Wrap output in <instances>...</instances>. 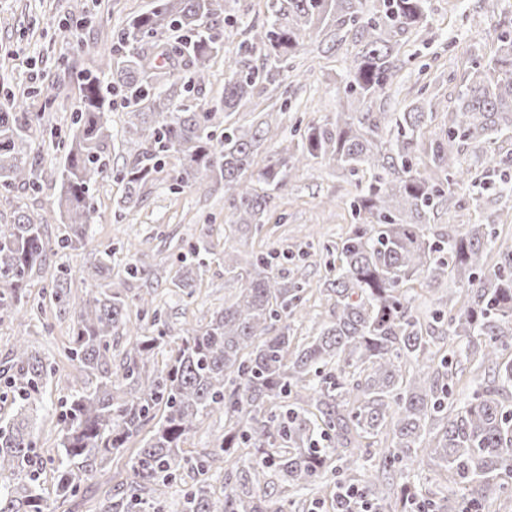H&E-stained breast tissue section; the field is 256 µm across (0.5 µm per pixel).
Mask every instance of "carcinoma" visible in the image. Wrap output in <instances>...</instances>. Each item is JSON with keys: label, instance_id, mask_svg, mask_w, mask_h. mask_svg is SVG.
Here are the masks:
<instances>
[{"label": "carcinoma", "instance_id": "1", "mask_svg": "<svg viewBox=\"0 0 512 512\" xmlns=\"http://www.w3.org/2000/svg\"><path fill=\"white\" fill-rule=\"evenodd\" d=\"M268 27L255 33L264 52L261 66L234 62L224 78L223 107L191 103L209 83L223 49L216 26L225 0H156L118 33L117 58L104 56L84 72L79 98L61 143L66 151L57 187V209L35 217L23 208L0 224V319L20 314L29 301V283L53 243L44 226H64L58 243L77 250L85 243L95 213L91 186L112 176L107 162L112 91L131 100L124 137L127 157L118 171L123 202L139 198L173 156L179 168L171 187L210 191L224 184L232 191L231 228L243 235L268 221L270 192L285 186L297 163L325 159L348 174L375 171L357 184L349 201L361 221L336 246L340 265L325 291L334 301L332 320L293 347L288 314L308 315L303 287L273 274L272 262L256 256L243 268L224 252V275L239 283L235 299L209 321L183 330L176 346L161 326L163 312L139 298L157 333L143 335L130 326L127 294L112 286L103 251L96 273L100 283L76 311L69 357L95 386L66 400V433L56 466L57 496H77L81 486L102 472L108 458L150 424L149 437L129 460L130 482L104 512H162L166 494L185 466L201 479L184 496L182 512H268L267 488L309 490L331 474L333 490L316 508L336 512L347 490H358L372 512H479L500 497L512 481V409L498 399L497 384L512 383V252L496 267L485 263L487 225L472 224L451 240L429 235L438 207L456 203L452 185L469 174L456 166L468 148L488 154L497 172L494 188L512 194V156L498 159L492 145L512 131V17L503 21L494 54L467 78L457 107L430 142L434 175L414 171L413 155L432 119L424 98L400 112H338L333 121L298 130L294 152L270 157L258 182L248 171L265 141L275 135L270 117L244 127L233 121L249 107L258 89L288 88V59L318 30L336 43L353 32L360 49L350 60L344 94L373 102L391 89L401 70L397 36L425 27L431 0H266ZM175 30L183 36L150 42ZM189 62L192 83L159 80L160 65ZM53 119L31 112L0 111V190L37 189L34 143L55 137ZM453 273L467 289L457 312L438 309L424 325L413 313L406 284L418 281L437 289ZM68 272L56 277L53 297L69 303ZM175 283L187 295L197 288L190 269H179ZM130 337L119 368L112 369V338ZM460 344L434 351L436 335ZM488 365L492 379L470 401L454 404L452 378L461 359ZM6 377L16 412L0 425V512H46L37 470L31 411L51 371L17 340ZM306 391L302 403L288 402L292 390ZM224 411L228 427L219 451L231 466L222 493L210 483L209 463L191 458L183 446L199 419ZM391 437L379 449L381 463L358 484L344 478L364 470L374 439ZM247 448L249 452L238 453ZM434 466L449 475L466 496L437 497L410 479V470Z\"/></svg>", "mask_w": 512, "mask_h": 512}]
</instances>
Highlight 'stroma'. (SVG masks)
<instances>
[{"mask_svg":"<svg viewBox=\"0 0 512 512\" xmlns=\"http://www.w3.org/2000/svg\"><path fill=\"white\" fill-rule=\"evenodd\" d=\"M81 3L91 16L88 23L71 19L73 3ZM155 0H0V107H8L9 93L20 94L27 112L51 113L58 126L70 121L78 101V76L96 65L106 48L100 42L102 29H119L128 19L152 9ZM228 17L221 23L224 56L211 69L206 104L220 101L224 70L238 59L241 46L251 42L267 19L265 0H228ZM512 14V0H431L429 23L421 31L400 38L402 69L387 96L373 102L371 111L396 112L412 100L431 99L435 113L425 129L415 153V168L429 174V141L447 120L456 97L476 63L486 61L497 46L496 23ZM357 47L353 40L327 49L321 33H313L304 52L290 59L294 72L307 75L306 85L290 84L287 95L266 90L257 96L256 106L238 113L239 124L251 125L268 102L287 100V110L277 112V136L260 148L257 167H264L273 154H285L295 140L296 129L332 117L345 105L343 77ZM60 84L59 96L45 102L42 96H23L22 91L48 82ZM39 192L19 189L0 196V224L10 223L17 208L34 214L49 211L55 201L56 181L63 162L58 142L37 144ZM459 161L470 172L469 180L454 188L456 207L440 209L431 217L429 232L451 238L468 226L492 218L496 240L488 250L489 265L503 262L512 250V198L499 196L490 188L489 164L473 153L461 154ZM177 165L168 158L157 178L148 183L138 200L121 201L122 187L113 179L99 181L93 191L95 213L83 248H54L45 265L30 281L31 302L18 317L0 320V363L11 356L16 339H24L30 349L45 358L51 368L50 382L33 413L37 446L42 467L40 485L47 512H100L118 484L128 482L127 462L141 445L132 438L125 449L106 463L102 476L88 481L80 493L64 500L56 496L54 470L65 426L61 414L66 398L74 390L92 388L93 381L68 356L73 320L72 307L85 298L93 282L92 274L103 250H111L113 281L123 280L130 262V248L146 255L154 273L129 289L127 313L141 333L153 331L151 317L141 313L138 297L152 296L165 314L167 334L181 335L184 327L206 324L211 314L223 308L237 285L224 275V253L235 251L240 262L252 256L272 254L273 269L286 280L300 283L314 318L291 319L294 340L315 334L331 318L332 302L325 281L336 262L337 243L355 229L348 203L355 193L357 177L336 170L315 159L289 172L286 186L273 194L271 220L259 234L247 238H225L224 226L232 215V198L223 190L199 194L169 188ZM199 263L197 288L186 294L176 288L172 277L181 261ZM71 270L68 282L71 306L61 309L52 297L53 279ZM416 313L429 321L438 306L461 308L467 301L456 279L447 287L430 290L415 285Z\"/></svg>","mask_w":512,"mask_h":512,"instance_id":"stroma-1","label":"stroma"}]
</instances>
